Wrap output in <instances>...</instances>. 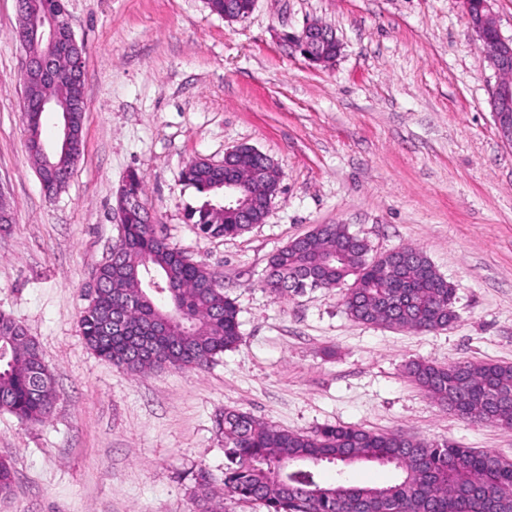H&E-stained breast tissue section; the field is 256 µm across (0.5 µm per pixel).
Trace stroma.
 Wrapping results in <instances>:
<instances>
[{"instance_id":"1","label":"stroma","mask_w":512,"mask_h":512,"mask_svg":"<svg viewBox=\"0 0 512 512\" xmlns=\"http://www.w3.org/2000/svg\"><path fill=\"white\" fill-rule=\"evenodd\" d=\"M65 5L86 47L85 149L50 196L21 119L17 0H0V186L15 211L0 229V312L38 341L57 389L44 424L0 413V458L16 471L0 512H196L193 472L222 486L214 418L227 408L293 432L401 430L512 460V428L459 418L404 373L412 360L512 365V147L459 0H256L235 23L204 0ZM308 22L336 33L334 63L286 41ZM240 145L278 165L281 190L263 223L203 237L185 219L193 192L180 173ZM132 170L158 233L237 305V347L204 368L133 375L79 332ZM320 224L346 225L376 255L422 248L456 287V321L360 323L337 290L275 299L261 286L269 258Z\"/></svg>"}]
</instances>
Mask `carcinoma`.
I'll use <instances>...</instances> for the list:
<instances>
[{"instance_id":"carcinoma-1","label":"carcinoma","mask_w":512,"mask_h":512,"mask_svg":"<svg viewBox=\"0 0 512 512\" xmlns=\"http://www.w3.org/2000/svg\"><path fill=\"white\" fill-rule=\"evenodd\" d=\"M207 4L220 16L228 10L244 18L252 9L251 0ZM46 95L65 107L81 104L73 122L82 127L83 82L63 78L31 88L21 108L28 152L46 193L55 196L83 151L43 158L37 102ZM181 179L198 197L186 207V220L205 237H237L265 219L280 171L267 156L241 147L222 163L190 161ZM226 180L244 185V208H224ZM144 194L142 177L130 172L113 209L119 239L111 261L94 271L96 288L80 316L81 334L101 360L132 374L201 368L236 346V305L213 272L156 233L139 202ZM263 287L277 299L343 287L347 313L366 324L427 332L448 327L455 317V288L422 249L402 247L372 257L368 244L343 224H320L289 241L270 257ZM406 374L462 417L512 427V365L413 361ZM55 399L39 343L0 313V411L41 424ZM216 427L224 435V496L258 504L264 512H512V460L488 451L348 426L296 433L240 409H224ZM355 463L391 466L398 477L384 485H355L345 476ZM326 465L336 467L332 483L320 479ZM194 483L198 512H224L207 471L198 470Z\"/></svg>"}]
</instances>
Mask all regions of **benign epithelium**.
<instances>
[{"instance_id": "7a95c632", "label": "benign epithelium", "mask_w": 512, "mask_h": 512, "mask_svg": "<svg viewBox=\"0 0 512 512\" xmlns=\"http://www.w3.org/2000/svg\"><path fill=\"white\" fill-rule=\"evenodd\" d=\"M494 0H462V7L471 30L486 48V58L495 73L500 75L491 92V112L498 136L502 143L512 145V74L506 66L512 64V36L505 37L496 22L492 4ZM26 37L44 42L59 51L69 54L67 70H61L58 57L47 55L41 59L24 57L19 70V82L23 89L36 84H49L60 79L64 74L75 75L85 70V58L72 26L65 19L53 15H41L37 23L28 29ZM339 43L332 30L310 22L297 34L288 36V42L301 54L316 65L325 64L320 47L326 41ZM61 140L59 146L71 149L74 132L69 114H61Z\"/></svg>"}]
</instances>
